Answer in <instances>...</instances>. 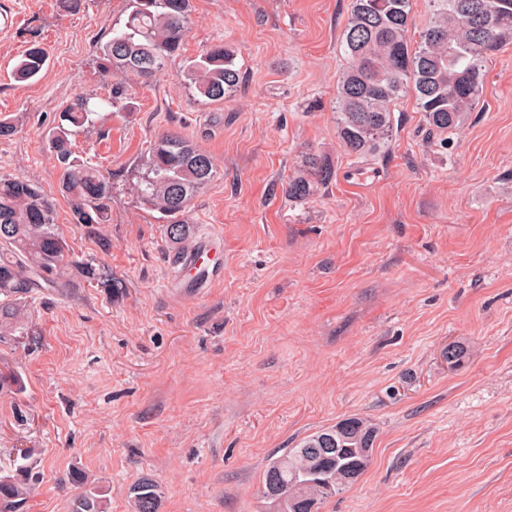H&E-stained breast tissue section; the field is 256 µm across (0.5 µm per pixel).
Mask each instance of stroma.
<instances>
[{
	"label": "stroma",
	"instance_id": "1",
	"mask_svg": "<svg viewBox=\"0 0 512 512\" xmlns=\"http://www.w3.org/2000/svg\"><path fill=\"white\" fill-rule=\"evenodd\" d=\"M351 6L191 0L180 56L129 77L131 109L103 107L72 141L114 182L110 222L89 228L47 136L67 103L110 96L94 58L128 0H0V113L19 119L0 176L53 197L71 259L102 274L36 293V336L0 343L15 377L0 387V471L30 448L39 474L21 512H68L84 489L132 512L143 477L160 512H267L269 459L352 416L377 429L372 460L320 512H512V44L486 59L478 110L447 144H427L408 94L393 141L357 160L335 115ZM34 40L48 63L15 81ZM218 42L241 83L208 104L186 65ZM166 131L213 157L185 219L192 245L215 232L224 246L223 279L181 297L165 227L132 192ZM310 149L336 177L295 204L283 187Z\"/></svg>",
	"mask_w": 512,
	"mask_h": 512
}]
</instances>
